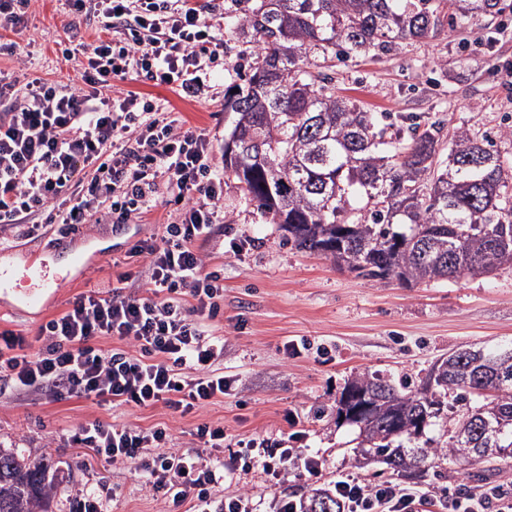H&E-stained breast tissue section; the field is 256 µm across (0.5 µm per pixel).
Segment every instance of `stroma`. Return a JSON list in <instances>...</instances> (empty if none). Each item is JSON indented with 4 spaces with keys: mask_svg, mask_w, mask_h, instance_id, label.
Masks as SVG:
<instances>
[{
    "mask_svg": "<svg viewBox=\"0 0 512 512\" xmlns=\"http://www.w3.org/2000/svg\"><path fill=\"white\" fill-rule=\"evenodd\" d=\"M502 2L504 13L467 29L337 61L328 70L337 94L374 112L442 120L449 134L460 128L494 133L512 127V0ZM209 7L225 27L224 69L215 72L205 92L182 98L142 79L125 86L220 140L228 131L224 95L244 79L254 45L232 31L239 0H211ZM98 33L95 19L74 13L67 0H32L18 32L0 30V41H16L29 64L20 68L15 57L0 54V72L19 90L36 77L70 83L77 73L63 60L61 46L93 41ZM165 215L159 206L116 224L101 212L96 222L71 230L55 226L40 235L26 236L18 229L0 234V258L22 264L44 258L60 274L40 308H17L12 291L0 292V332L21 334L30 353H38L41 326L90 287L123 273L116 260L124 256L128 239L161 235ZM234 241L241 251L231 249ZM67 246L94 256L86 273L64 265ZM203 249L224 271V308L210 326L224 339V374L235 380L224 397L184 416L161 403L96 404L60 389L18 391L0 382V446L51 465L58 512H76L79 498L90 493L102 512L166 510L162 499L143 491L136 464L91 462L73 444L79 425L94 420L131 428L166 423L180 448L195 446L193 431L203 421L223 423L235 437L302 431V449L325 459L319 476H292L275 484L257 467L217 489L224 497L237 485L248 486L256 512H273L277 500L301 499L312 487H332L341 470L372 481L373 468L355 461L357 427L336 419V400L351 381L375 374L414 386L452 351L512 343V267L407 287L365 279L296 248L229 174L224 177V219ZM292 340L308 344L296 358L285 353V343ZM413 485L454 496L469 491L471 482L448 458L428 460Z\"/></svg>",
    "mask_w": 512,
    "mask_h": 512,
    "instance_id": "1",
    "label": "stroma"
}]
</instances>
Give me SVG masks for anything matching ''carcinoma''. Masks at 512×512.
I'll return each instance as SVG.
<instances>
[{
  "label": "carcinoma",
  "mask_w": 512,
  "mask_h": 512,
  "mask_svg": "<svg viewBox=\"0 0 512 512\" xmlns=\"http://www.w3.org/2000/svg\"><path fill=\"white\" fill-rule=\"evenodd\" d=\"M236 29L257 53L245 83L228 96L229 133L238 156L224 161L241 190L288 240L371 280H457L512 266V162L486 134L457 130L448 162L436 160L441 122L409 125V139L387 136L403 127L327 85L321 68L336 58L405 40L454 31L491 14L500 0H242ZM512 345L468 350L438 361L417 386L379 376L350 383L336 400V418L359 426L369 459L410 477L432 455L482 465L472 491L495 474L487 448H512V379L495 385L497 360ZM474 405L455 419L463 439L433 446L430 422L460 402ZM47 468L0 448V512H51ZM299 512H341L333 491L315 489Z\"/></svg>",
  "instance_id": "obj_1"
}]
</instances>
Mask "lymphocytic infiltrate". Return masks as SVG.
<instances>
[{
    "instance_id": "1",
    "label": "lymphocytic infiltrate",
    "mask_w": 512,
    "mask_h": 512,
    "mask_svg": "<svg viewBox=\"0 0 512 512\" xmlns=\"http://www.w3.org/2000/svg\"><path fill=\"white\" fill-rule=\"evenodd\" d=\"M92 8L101 36L80 49H63L81 84L37 78L23 93L0 82V227L90 223L107 206L117 223L164 203L160 240L137 241L129 257L145 267V289L115 286L79 295L71 308L40 329L36 357L25 340L0 333V376L17 387L62 383L69 395L96 402L149 407L164 403L188 414L224 395L233 378L219 372L224 339L209 323L221 311L224 275L207 270L199 244L224 207V170L215 137L159 111L142 93L113 89V81L142 76L186 97L204 91L224 41L198 0H70ZM119 340L116 348L97 346ZM195 448H176L167 426L81 425L73 440L108 462L135 460L146 491L175 512H255L249 492L214 500L212 491L237 472L262 467L272 480L291 472L314 476L323 459L298 449L304 438H237L225 452L223 424L197 425ZM345 512H512V492L493 488L454 498L393 482L370 484L340 476L335 485Z\"/></svg>"
}]
</instances>
